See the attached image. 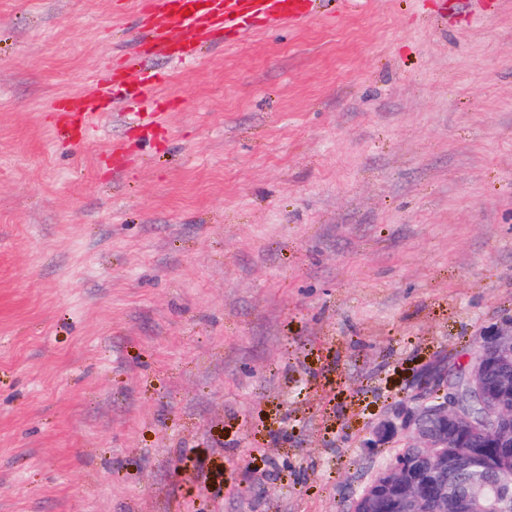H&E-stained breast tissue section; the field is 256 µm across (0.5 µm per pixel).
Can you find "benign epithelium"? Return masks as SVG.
Instances as JSON below:
<instances>
[{"mask_svg":"<svg viewBox=\"0 0 512 512\" xmlns=\"http://www.w3.org/2000/svg\"><path fill=\"white\" fill-rule=\"evenodd\" d=\"M512 320L492 323L478 334L466 358L462 379L466 393L478 400L480 416L463 410L448 387L447 370L429 360L414 375L412 392L392 404L371 428L366 448L400 443L415 449V462L389 464L376 471L355 498L358 512H376L384 501L399 512H431L450 498L457 512H512V487L501 478L487 483L498 488L483 503L459 493L456 483L472 466L473 454L454 444L480 434L498 449L501 467L512 474Z\"/></svg>","mask_w":512,"mask_h":512,"instance_id":"1","label":"benign epithelium"}]
</instances>
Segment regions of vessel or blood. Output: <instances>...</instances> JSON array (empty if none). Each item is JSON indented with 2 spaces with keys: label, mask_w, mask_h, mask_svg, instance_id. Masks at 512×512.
<instances>
[{
  "label": "vessel or blood",
  "mask_w": 512,
  "mask_h": 512,
  "mask_svg": "<svg viewBox=\"0 0 512 512\" xmlns=\"http://www.w3.org/2000/svg\"><path fill=\"white\" fill-rule=\"evenodd\" d=\"M321 6L322 0H145L144 53L175 65L194 63L199 59L196 44L201 39L222 35L244 41L261 30L301 26L316 16ZM155 86L154 74L145 69L135 90H127L125 82L115 80L78 104L65 102L54 110L74 112L87 139L94 134L109 101L125 106L127 124L154 135L162 129L163 115Z\"/></svg>",
  "instance_id": "1"
}]
</instances>
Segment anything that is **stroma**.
<instances>
[{
	"label": "stroma",
	"instance_id": "1",
	"mask_svg": "<svg viewBox=\"0 0 512 512\" xmlns=\"http://www.w3.org/2000/svg\"><path fill=\"white\" fill-rule=\"evenodd\" d=\"M142 2L0 0V512H347L371 423L512 317V0H325L74 143Z\"/></svg>",
	"mask_w": 512,
	"mask_h": 512
}]
</instances>
